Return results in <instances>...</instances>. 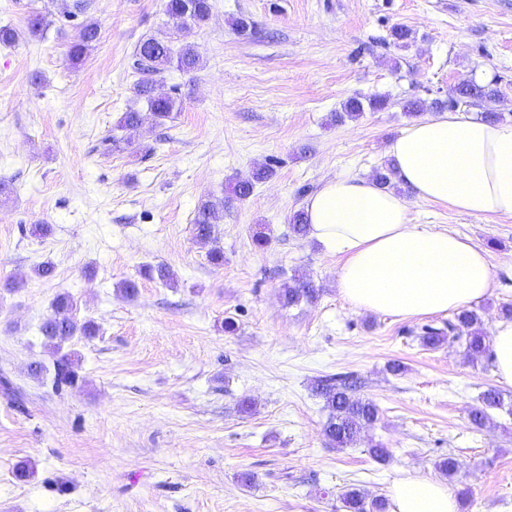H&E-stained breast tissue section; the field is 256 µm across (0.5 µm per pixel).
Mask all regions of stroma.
Instances as JSON below:
<instances>
[{
	"instance_id": "obj_1",
	"label": "stroma",
	"mask_w": 512,
	"mask_h": 512,
	"mask_svg": "<svg viewBox=\"0 0 512 512\" xmlns=\"http://www.w3.org/2000/svg\"><path fill=\"white\" fill-rule=\"evenodd\" d=\"M211 3L206 25L176 34L163 0H94L86 19L99 38L75 62L82 20L67 17L70 0H0V25L21 34L0 43V181L11 189L0 196V375L20 394L0 392V512H344L345 489L384 497L400 478L438 481L449 455L462 512H512V414L491 410L480 430L469 422L483 392L512 400L491 357L472 363L457 344L423 345V326L447 315L353 310L337 292L339 257L288 228L326 180L384 165L413 123L409 99L494 79L493 109L512 124V0ZM35 11L50 26L32 37ZM397 26L407 43L392 37ZM166 36L173 48L192 45L202 67L157 75L159 92L181 104L158 128L134 92L133 61L139 42ZM355 96L387 105L332 122ZM130 108L143 118L144 152H106ZM266 165L271 177L249 197L229 195V182ZM212 197L224 200L220 266L192 231ZM409 209L413 223L489 253L494 286L472 309L493 336L512 305V217L416 198ZM37 224L51 233L34 234ZM259 231L271 238L263 249ZM43 262L52 278L36 276ZM148 263L169 266L175 285L139 278ZM295 273L319 288L316 302L283 303ZM129 278L133 298L119 289ZM9 281L18 289L5 290ZM63 292L99 332L69 341L80 381L58 394L30 366L45 357L40 325ZM228 317L236 333H225ZM336 373L359 377L358 396L381 410L351 448L328 443L315 394ZM243 398L251 410H240ZM371 441L387 446L388 463L367 454ZM22 462L34 470L25 481L14 476Z\"/></svg>"
}]
</instances>
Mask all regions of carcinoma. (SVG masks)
<instances>
[{"instance_id": "carcinoma-1", "label": "carcinoma", "mask_w": 512, "mask_h": 512, "mask_svg": "<svg viewBox=\"0 0 512 512\" xmlns=\"http://www.w3.org/2000/svg\"><path fill=\"white\" fill-rule=\"evenodd\" d=\"M164 12L172 21L175 31L181 32L192 27L204 26L211 15V3L210 0H164ZM98 36L96 24L83 25L70 46V57L75 61L79 60L84 49L96 41ZM171 59L172 48L169 41L162 38H148L136 49L135 64L140 73L147 75V78L136 84L135 93L146 102L158 126H163L173 119V113L180 109V103L176 98L156 91L154 80L151 78V75L169 64ZM178 66L189 72L200 68V57L192 46L187 44L179 52ZM499 96L500 89L495 81L485 84L467 82L458 85L446 100L436 98L428 103L419 98L407 102L406 113L417 116L428 108L455 110L468 103L489 105ZM385 105L386 100L382 98L374 97L363 101L352 97L343 103L342 111L334 113L333 120H355L365 111L379 110ZM141 125L140 112L129 109L121 115L117 128L135 132ZM272 173V168L262 167L251 177L236 180L232 190L238 197L245 198L252 193L255 183L267 179ZM223 218L224 200L219 199L204 201L198 205L193 219L194 236L202 243L212 244L209 260L215 265L224 263V250L218 245L216 236V225L221 223ZM141 275L164 285L175 283L173 272L163 265H145L141 268ZM318 297L319 289L302 276L295 274L283 284L282 298L289 306L302 301L312 303ZM52 310L53 314L41 326L51 365L35 362L31 365V373L40 377L50 370L53 371L52 388L61 392L75 386L78 381L76 353L72 350H63L64 344L77 335L91 339L98 335V330L93 322L78 320L77 303L68 293H60L55 297ZM420 339L429 347H437L447 340L458 342L464 346L467 357L473 361L484 356L487 351L481 322L476 313L467 309L457 312L454 318L442 327H423ZM356 389L357 380L354 376L339 374L318 381L315 388L316 394L324 400V405L328 409L324 434L336 448H350L356 445L362 432L379 420L378 405L372 400L358 397ZM502 403L503 398L498 391L488 390L481 397V405L471 409L470 423L477 429L485 427L489 421L488 410L499 408ZM342 501L349 512H387L388 508L385 499L376 498L369 501L365 494L356 488L346 490L342 494Z\"/></svg>"}]
</instances>
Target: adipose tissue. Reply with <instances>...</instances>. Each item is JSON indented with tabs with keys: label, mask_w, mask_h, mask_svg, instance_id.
<instances>
[{
	"label": "adipose tissue",
	"mask_w": 512,
	"mask_h": 512,
	"mask_svg": "<svg viewBox=\"0 0 512 512\" xmlns=\"http://www.w3.org/2000/svg\"><path fill=\"white\" fill-rule=\"evenodd\" d=\"M397 178L417 199L458 212L512 216V124L451 112L425 117L386 150ZM309 236L341 257L336 285L354 309L399 317L457 311L493 286L487 252L469 238L412 223L405 198L369 177H338L308 197ZM390 512H460L443 483L402 478Z\"/></svg>",
	"instance_id": "adipose-tissue-1"
}]
</instances>
